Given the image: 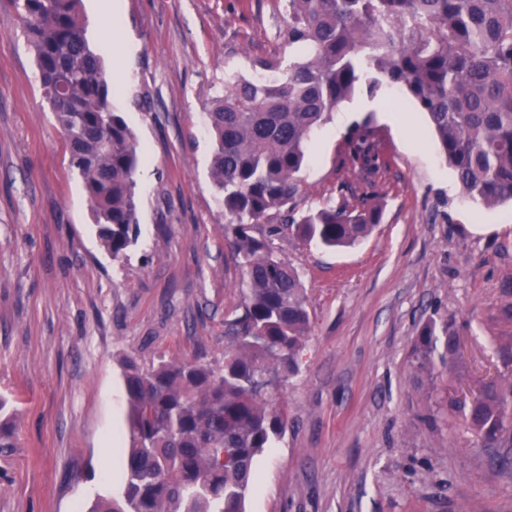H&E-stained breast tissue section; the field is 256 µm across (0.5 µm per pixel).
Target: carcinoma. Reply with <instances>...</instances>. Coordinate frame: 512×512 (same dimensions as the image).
I'll list each match as a JSON object with an SVG mask.
<instances>
[{"label": "carcinoma", "mask_w": 512, "mask_h": 512, "mask_svg": "<svg viewBox=\"0 0 512 512\" xmlns=\"http://www.w3.org/2000/svg\"><path fill=\"white\" fill-rule=\"evenodd\" d=\"M81 0H19L44 95L83 180L100 240L112 257L135 240L142 153L111 107L103 62L90 47ZM284 65L262 62L269 81L233 76L206 112L214 141L210 173L243 270V313L229 321L236 345L214 369L161 361L125 364L130 448L118 497L91 512H245L257 456L285 427L262 392L297 369L310 325L298 273L273 255L254 225L272 215L306 240L352 246L380 223L367 197L299 214L293 201L312 133L361 87L405 89L427 114L467 198L512 202V0H287ZM379 152L368 126L350 133L342 163L368 178ZM430 364L435 329L417 337ZM0 395V457L17 447L14 414ZM448 412L474 447L507 443L512 379L486 380Z\"/></svg>", "instance_id": "obj_1"}]
</instances>
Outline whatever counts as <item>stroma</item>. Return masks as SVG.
Instances as JSON below:
<instances>
[{"label": "stroma", "instance_id": "obj_1", "mask_svg": "<svg viewBox=\"0 0 512 512\" xmlns=\"http://www.w3.org/2000/svg\"><path fill=\"white\" fill-rule=\"evenodd\" d=\"M112 104L144 155L139 232L119 258L98 237L86 192L43 95L17 0H0V394L17 408L18 446L0 457V512H90L117 492L127 434L123 370L159 361L215 365L233 347L242 271L225 237L206 126L224 81L265 77L284 59L286 0H122V34L82 0ZM408 113L407 142L370 100ZM342 124L312 136L297 209L337 201L344 185L383 208L372 235L325 249L288 228L269 236L303 281L311 316L290 375L269 407L288 421L255 461L245 512H512V465L462 446L449 396L512 374L495 338L512 336V205L466 199L426 114L382 86L341 105ZM368 124L383 165L374 183L341 164ZM452 326L454 365L417 369L427 323Z\"/></svg>", "mask_w": 512, "mask_h": 512}]
</instances>
